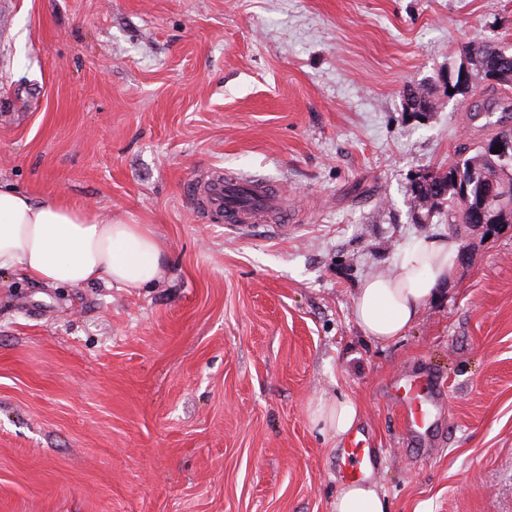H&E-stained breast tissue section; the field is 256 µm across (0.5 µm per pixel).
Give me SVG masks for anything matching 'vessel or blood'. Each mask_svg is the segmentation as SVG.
I'll list each match as a JSON object with an SVG mask.
<instances>
[{
    "mask_svg": "<svg viewBox=\"0 0 512 512\" xmlns=\"http://www.w3.org/2000/svg\"><path fill=\"white\" fill-rule=\"evenodd\" d=\"M201 196L207 208L223 211L226 224L247 230L278 212L282 193L273 184L229 178L210 183L202 190ZM346 453L354 462L347 473L348 479H363L364 464L371 457L370 449L365 448L362 441L356 440Z\"/></svg>",
    "mask_w": 512,
    "mask_h": 512,
    "instance_id": "vessel-or-blood-1",
    "label": "vessel or blood"
}]
</instances>
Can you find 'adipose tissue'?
I'll use <instances>...</instances> for the list:
<instances>
[{
  "label": "adipose tissue",
  "instance_id": "1",
  "mask_svg": "<svg viewBox=\"0 0 512 512\" xmlns=\"http://www.w3.org/2000/svg\"><path fill=\"white\" fill-rule=\"evenodd\" d=\"M163 248L146 224L110 219L48 198L34 201L0 184V268H13L49 287L103 283L147 288L163 276ZM458 247L446 237H422L407 249L393 272L365 279L353 316L363 333L378 341L403 336L423 306L447 282ZM360 416L351 398L322 401L309 411L313 426L341 438ZM333 512H389V502L372 480L342 486Z\"/></svg>",
  "mask_w": 512,
  "mask_h": 512
}]
</instances>
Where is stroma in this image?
Returning <instances> with one entry per match:
<instances>
[{
	"label": "stroma",
	"mask_w": 512,
	"mask_h": 512,
	"mask_svg": "<svg viewBox=\"0 0 512 512\" xmlns=\"http://www.w3.org/2000/svg\"><path fill=\"white\" fill-rule=\"evenodd\" d=\"M490 39L512 0H0V182L151 225L165 260L129 290L0 269V512H332L345 444L308 411L337 396L390 512H512V224L405 336L352 313L447 234L411 180L472 142L442 78ZM211 172L278 186L287 225L200 213Z\"/></svg>",
	"instance_id": "stroma-1"
}]
</instances>
